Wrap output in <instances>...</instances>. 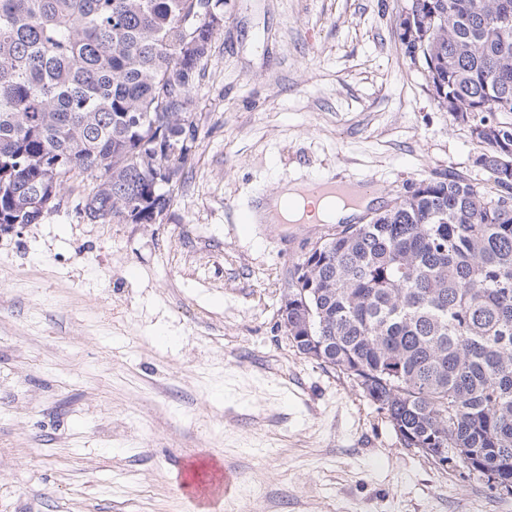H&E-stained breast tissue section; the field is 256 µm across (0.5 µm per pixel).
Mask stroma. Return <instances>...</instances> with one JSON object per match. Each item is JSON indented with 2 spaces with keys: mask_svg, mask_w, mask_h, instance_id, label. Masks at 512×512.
<instances>
[{
  "mask_svg": "<svg viewBox=\"0 0 512 512\" xmlns=\"http://www.w3.org/2000/svg\"><path fill=\"white\" fill-rule=\"evenodd\" d=\"M409 0H224L192 95L195 155L159 224H93L70 181L0 231V512H503L461 463L277 326L330 224H243L256 193L353 173L376 210L435 174L486 175L401 50ZM225 464L201 507L183 463ZM220 475L218 476V474ZM180 487L186 491L194 499H211L222 495L223 493V474L221 471L216 470L215 476L209 485L203 487L199 484L191 482L186 477V472L180 475Z\"/></svg>",
  "mask_w": 512,
  "mask_h": 512,
  "instance_id": "obj_1",
  "label": "stroma"
}]
</instances>
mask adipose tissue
<instances>
[{"instance_id":"1","label":"adipose tissue","mask_w":512,"mask_h":512,"mask_svg":"<svg viewBox=\"0 0 512 512\" xmlns=\"http://www.w3.org/2000/svg\"><path fill=\"white\" fill-rule=\"evenodd\" d=\"M359 207L346 204L343 199L303 195L300 184L281 185L269 201L265 217L291 224H335L360 215Z\"/></svg>"}]
</instances>
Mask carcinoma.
<instances>
[{
  "label": "carcinoma",
  "mask_w": 512,
  "mask_h": 512,
  "mask_svg": "<svg viewBox=\"0 0 512 512\" xmlns=\"http://www.w3.org/2000/svg\"><path fill=\"white\" fill-rule=\"evenodd\" d=\"M224 0H0V224H38L67 182L95 224H149L191 164ZM438 106L480 147L482 187L426 178L308 249L279 312L406 448L454 449L512 484V0H420Z\"/></svg>",
  "instance_id": "1"
}]
</instances>
